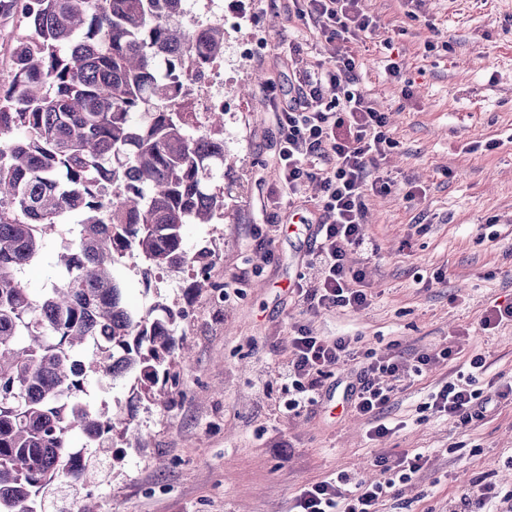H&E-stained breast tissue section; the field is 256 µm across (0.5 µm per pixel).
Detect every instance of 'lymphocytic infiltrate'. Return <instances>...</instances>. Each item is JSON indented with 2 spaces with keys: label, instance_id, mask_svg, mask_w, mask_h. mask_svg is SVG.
<instances>
[{
  "label": "lymphocytic infiltrate",
  "instance_id": "lymphocytic-infiltrate-1",
  "mask_svg": "<svg viewBox=\"0 0 512 512\" xmlns=\"http://www.w3.org/2000/svg\"><path fill=\"white\" fill-rule=\"evenodd\" d=\"M303 26L315 29L336 45L330 61L308 65L299 46L288 48L297 90L278 100L274 84L264 92L275 100L277 112V171L280 185L299 195L310 182L321 195L318 231L299 285L304 302L318 309L359 311L368 304L362 283L365 271L349 263L350 255L376 257L380 247L366 231L365 216L370 194H385L391 184L377 169L394 141L388 135V115L359 87L351 50L353 43L371 32V19L363 0H291ZM291 356L283 370L288 386L285 409L302 412L320 402L322 381L336 370L355 364L347 390L352 412L370 424L376 437L388 434L382 415L402 381L422 375L430 366L448 362L451 349L413 358L389 353L358 352L347 336L326 338L304 325L288 338ZM488 370L483 355L469 357L455 380L431 395L439 414L461 424L483 417L491 404L512 397V380L499 386H482ZM428 458L417 452L392 460L376 459L384 477L367 482L345 472L305 486L295 499L296 512H380L379 505L398 487L410 484L425 468Z\"/></svg>",
  "mask_w": 512,
  "mask_h": 512
}]
</instances>
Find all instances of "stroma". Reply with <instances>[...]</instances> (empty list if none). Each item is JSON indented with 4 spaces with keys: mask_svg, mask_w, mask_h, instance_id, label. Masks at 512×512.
<instances>
[{
    "mask_svg": "<svg viewBox=\"0 0 512 512\" xmlns=\"http://www.w3.org/2000/svg\"><path fill=\"white\" fill-rule=\"evenodd\" d=\"M364 8L374 30L353 47L355 75L389 116L395 145L380 172L394 186L369 201L367 231L381 250L366 266L368 306L314 311L295 286L318 230L315 193L295 198L279 185L277 120L263 85L292 90L289 44L313 61L329 60L335 46L290 17L288 0H193V14L224 18L234 200L224 220L186 230L188 250L216 251L211 289L190 292L187 270L146 279L133 259L113 267L131 307L160 300L187 309L192 352L172 403L138 409L149 448L118 449L114 470L97 479L101 512H290L306 484L340 471L378 480L376 457L420 450L433 453L428 468L382 512H448L485 481L512 489V402L465 426L423 406L458 362L403 382L385 438L350 412L346 368L324 380L312 410L284 409L280 372L297 324L380 354H481L489 381L512 377V323L480 325L487 308L512 302V0H365ZM32 33L22 14L0 20L1 87L15 46ZM392 51L396 79L384 72ZM272 208L284 226L275 236L266 230Z\"/></svg>",
    "mask_w": 512,
    "mask_h": 512,
    "instance_id": "stroma-1",
    "label": "stroma"
}]
</instances>
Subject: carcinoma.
I'll use <instances>...</instances> for the list:
<instances>
[{"label": "carcinoma", "instance_id": "cac0c4a2", "mask_svg": "<svg viewBox=\"0 0 512 512\" xmlns=\"http://www.w3.org/2000/svg\"><path fill=\"white\" fill-rule=\"evenodd\" d=\"M184 4L0 0L34 28L0 93V512H52L60 484L90 499L88 449L148 447L126 412L85 400L90 374L103 388L132 379L138 401L164 406L189 356L187 310H135L113 273L123 257L146 277L208 262L184 229L230 211L231 187L216 184L232 166L224 112L198 123L178 77L224 56V26L187 27ZM69 214L73 238L35 292L23 274Z\"/></svg>", "mask_w": 512, "mask_h": 512}]
</instances>
